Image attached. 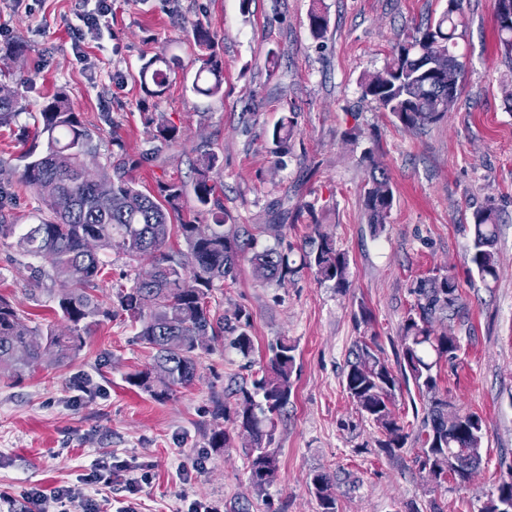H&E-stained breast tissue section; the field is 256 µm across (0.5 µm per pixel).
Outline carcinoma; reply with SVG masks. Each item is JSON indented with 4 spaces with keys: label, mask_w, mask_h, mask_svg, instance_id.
<instances>
[{
    "label": "carcinoma",
    "mask_w": 512,
    "mask_h": 512,
    "mask_svg": "<svg viewBox=\"0 0 512 512\" xmlns=\"http://www.w3.org/2000/svg\"><path fill=\"white\" fill-rule=\"evenodd\" d=\"M313 0L309 26L315 37L328 25L326 14ZM493 18L500 47L512 54V0H492ZM466 26L462 0H448L447 8L423 28L406 34L393 46L385 66L361 82L362 96L392 115L405 129L418 130L443 119L461 92L466 65L454 48L458 31ZM195 43L206 54L192 82V90L203 96L222 92L224 66L214 50L215 36L200 23L191 29ZM174 62L163 53L150 58L139 71L146 92L159 93L169 84ZM23 107L13 95L0 99V126L17 118ZM161 152L179 138V129L163 115L150 118ZM295 113L282 117L271 132V151L288 153L297 132ZM38 135L45 137L40 153L31 150L20 174L21 184L45 203L47 214L33 224H16L7 206L9 193L0 186V244L15 246L37 261L30 265L35 282L48 279L61 288L57 305L62 324L44 329L17 327L25 321L13 303L0 296V378L13 379L50 358L61 364L85 343L84 334L99 317L122 312L139 324V341L153 351L152 363L127 377V382L158 399L177 388L192 385L198 377L202 352L222 340L224 349L250 359L255 349L250 318L237 309L230 316L212 314L209 299L215 282L236 279L240 257L252 251L251 263L257 279L283 285L304 269L338 290L349 286L350 261L336 247L332 236L314 229L294 259L293 244L256 249V238L243 235L235 225H225L223 186L217 181L219 155L206 144L193 162L194 194L208 224H173L184 195L183 186L168 182L158 194L140 190L124 159L113 170H101L96 178L83 173L84 159L95 152V133L81 122L72 100L53 95L41 108ZM364 206L373 234L385 229L394 206V190L385 176L374 177L364 189ZM468 263L485 284L497 280L499 258L495 250L498 217L491 207L477 209L471 224ZM183 239L185 249H173V235ZM132 262L150 261L152 278L137 279L131 288H118L108 307L96 294L112 251ZM416 303L408 313L400 336L396 376L381 355L376 342L364 341L352 350L344 386L357 412L372 421L382 435L378 447L394 455L409 437L420 444V467L428 479L441 485L453 479L467 483L477 474L484 442L485 423L474 413H448L441 397L438 363L453 359L459 339L432 328L438 314L459 308L462 295L455 278L448 274L422 279L414 288ZM267 364L252 374L248 385L231 392V399L216 404L214 416L232 425L246 438L249 482L264 494L273 485L279 458L271 448L276 419L288 406L293 392L296 345L279 338L268 346ZM163 371L170 378L164 394L154 392L150 374ZM411 383L429 402L428 411L414 433L405 431L395 414L400 382ZM230 428V429H232ZM230 429L217 427L210 447L226 448ZM466 460V468L448 470V457ZM321 512H337L336 494L330 478L322 473L311 479ZM512 500V482H502L497 496L483 512H501Z\"/></svg>",
    "instance_id": "carcinoma-1"
}]
</instances>
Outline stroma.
<instances>
[{
  "label": "stroma",
  "instance_id": "obj_1",
  "mask_svg": "<svg viewBox=\"0 0 512 512\" xmlns=\"http://www.w3.org/2000/svg\"><path fill=\"white\" fill-rule=\"evenodd\" d=\"M97 28L82 30L94 0H0V46L23 40L18 60L0 55L8 86L25 111L0 127V181L11 183L12 215L31 223L46 206L17 182L36 140L32 116L56 92L68 93L82 123L97 136L95 166L142 158L154 148L152 113L180 130L158 160L132 173L139 189L163 182L184 186L174 223H207L197 205L191 164L201 145L221 160L227 223L256 231L258 248L279 239L301 245L309 218L273 227L271 207L311 204L322 229L350 260V283L339 290L302 270L285 285L258 281L249 259L234 282L217 283L211 308L250 316L262 366L267 346L285 336L296 346L293 394L278 419L273 448L279 470L267 494L248 481L244 441L210 447L213 410L227 387L248 380L245 361L223 342L201 355L193 385L157 400L131 387L128 374L149 366L137 327L122 317L92 325L84 347L60 365L0 380V490L11 494L67 486L102 494L113 508L137 512H320L314 474L330 475L338 512H482L512 476V57L496 49L491 0H463L467 25L457 40L466 64L463 88L447 116L425 129H404L362 97L361 81L387 62L398 35L426 26L448 0H323L329 19L322 39L309 30L312 0H109ZM217 36L224 93L205 97L191 85L199 49L195 23ZM83 39H76V31ZM181 67L164 94L147 95L141 66L159 52ZM280 57L269 74V52ZM299 134L288 154L270 151L268 135L287 113ZM359 131L358 141L346 138ZM395 194L389 224L372 233L363 189L373 171ZM499 215L495 245L500 270L483 284L467 261L476 209ZM30 260L0 245V294L31 326L59 323L58 291L30 290ZM452 274L462 307L435 321L460 340L457 359L441 364L440 392L450 411L475 412L485 422L483 458L471 482L438 487L419 468V447L399 455L377 448L376 426L358 415L344 388L353 345L375 339L396 364L403 323L424 277ZM121 463L138 481L136 493L93 481L99 468Z\"/></svg>",
  "mask_w": 512,
  "mask_h": 512
}]
</instances>
